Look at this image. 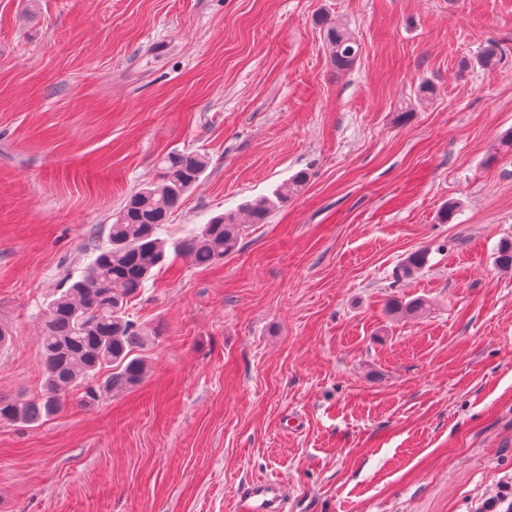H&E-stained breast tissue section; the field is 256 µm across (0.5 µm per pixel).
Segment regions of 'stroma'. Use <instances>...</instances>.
Here are the masks:
<instances>
[{"label": "stroma", "mask_w": 512, "mask_h": 512, "mask_svg": "<svg viewBox=\"0 0 512 512\" xmlns=\"http://www.w3.org/2000/svg\"><path fill=\"white\" fill-rule=\"evenodd\" d=\"M511 131L512 0H0V399L41 395L48 303L161 157L208 159L169 240L309 174L130 299L137 388L0 422V512H236L267 479L288 512H472L512 478ZM324 37L331 53V60L339 70H346L360 57L361 44L348 32V30L332 19L322 21ZM288 193H284L281 189H276L272 196H264L244 205V211L247 214L248 224H262L268 215L280 205L286 202Z\"/></svg>", "instance_id": "obj_1"}]
</instances>
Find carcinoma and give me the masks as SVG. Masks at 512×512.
Returning <instances> with one entry per match:
<instances>
[{
	"label": "carcinoma",
	"mask_w": 512,
	"mask_h": 512,
	"mask_svg": "<svg viewBox=\"0 0 512 512\" xmlns=\"http://www.w3.org/2000/svg\"><path fill=\"white\" fill-rule=\"evenodd\" d=\"M331 60L346 70L361 44L339 23L322 21ZM205 157L173 152L160 159L156 177L133 192L116 213L108 245L96 250L80 279L59 289L46 308L40 336L44 394L39 399H0V421L41 424L59 413L67 394L81 387L90 402L137 387L145 374L141 351L150 336L126 316L128 301L145 287L168 253L187 254L208 267L236 251L243 222L235 212L216 216L192 237L171 242L161 226L205 172ZM288 194L277 189L244 205L248 223L262 224ZM108 370L100 382L95 378Z\"/></svg>",
	"instance_id": "cac0c4a2"
}]
</instances>
